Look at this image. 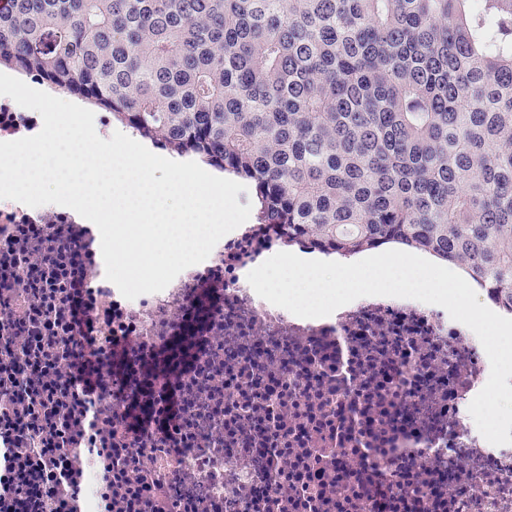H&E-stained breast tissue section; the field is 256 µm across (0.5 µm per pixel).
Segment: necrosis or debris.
Masks as SVG:
<instances>
[{
    "mask_svg": "<svg viewBox=\"0 0 512 512\" xmlns=\"http://www.w3.org/2000/svg\"><path fill=\"white\" fill-rule=\"evenodd\" d=\"M41 128L0 97V141ZM93 242L0 199V512H153L147 471L180 512H512V444L469 421L489 359L443 307L366 296L297 317L247 281L291 246L257 223L129 300ZM196 319L189 370L105 372L89 401L80 337L147 360Z\"/></svg>",
    "mask_w": 512,
    "mask_h": 512,
    "instance_id": "1",
    "label": "necrosis or debris"
}]
</instances>
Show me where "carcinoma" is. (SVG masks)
<instances>
[{"mask_svg": "<svg viewBox=\"0 0 512 512\" xmlns=\"http://www.w3.org/2000/svg\"><path fill=\"white\" fill-rule=\"evenodd\" d=\"M2 63L246 180L290 237L417 248L512 307V0H8Z\"/></svg>", "mask_w": 512, "mask_h": 512, "instance_id": "1", "label": "carcinoma"}]
</instances>
